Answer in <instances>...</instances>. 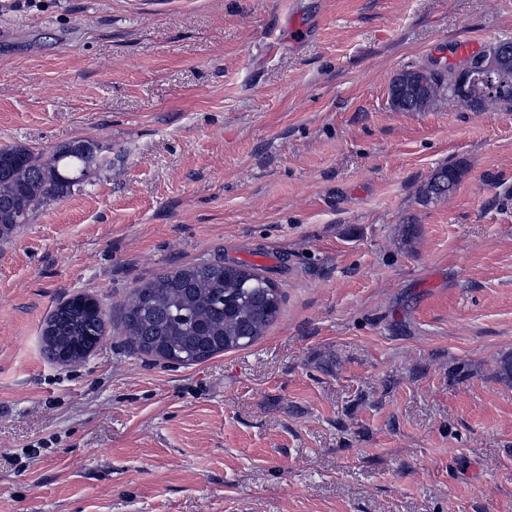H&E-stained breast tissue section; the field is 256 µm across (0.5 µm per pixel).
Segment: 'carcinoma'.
Wrapping results in <instances>:
<instances>
[{"label": "carcinoma", "instance_id": "carcinoma-1", "mask_svg": "<svg viewBox=\"0 0 512 512\" xmlns=\"http://www.w3.org/2000/svg\"><path fill=\"white\" fill-rule=\"evenodd\" d=\"M457 103L448 73L436 72L419 96L391 103L397 111L422 112L438 98ZM95 155L66 146L50 155L23 145L0 147V236L27 224L48 202L71 193L74 176L93 166ZM461 173L448 164L434 171L419 190L423 200L447 197L456 188L448 174ZM280 289L254 266L207 262L180 267L144 282L127 299L123 327L128 342L140 354L169 363L192 365L226 351L247 347L276 321ZM104 323L72 298L60 303L43 329L45 352H69L67 361L82 359L88 337L101 340Z\"/></svg>", "mask_w": 512, "mask_h": 512}]
</instances>
